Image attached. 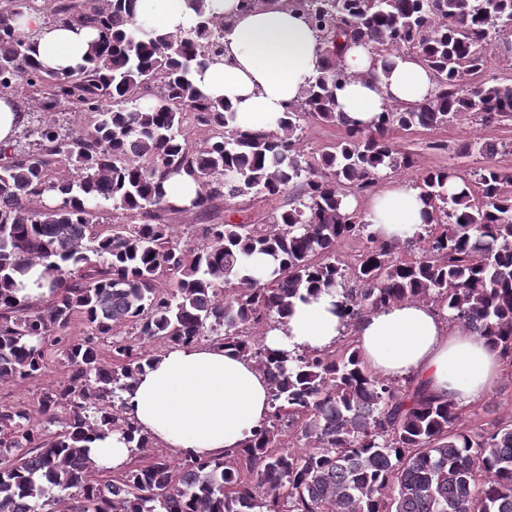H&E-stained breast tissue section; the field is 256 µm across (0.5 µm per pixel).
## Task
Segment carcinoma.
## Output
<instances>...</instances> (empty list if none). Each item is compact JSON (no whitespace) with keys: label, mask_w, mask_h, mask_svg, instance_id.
<instances>
[{"label":"carcinoma","mask_w":512,"mask_h":512,"mask_svg":"<svg viewBox=\"0 0 512 512\" xmlns=\"http://www.w3.org/2000/svg\"><path fill=\"white\" fill-rule=\"evenodd\" d=\"M245 9L291 7L320 33L324 66L267 132H243L222 100L192 74L224 55L227 22L212 0H193L186 32L144 29L137 0H49L53 25L94 34L88 65L49 71L13 22L28 0H0V96L19 85L51 88L37 111L73 105L94 120L63 134L52 122L23 126L32 147L0 144V383L34 378L47 365L45 342L61 350L68 384L38 401L41 422L22 405L0 407V512H512V420L478 431L455 404L428 395L413 378L370 371L353 337L323 351L270 350L255 329L282 323L294 301L334 290L350 327L365 314L423 301L449 315L512 363V175L494 164L469 173L430 170L416 183L427 206L422 231L383 243L364 216L343 209L347 190L373 188L380 174L409 170L396 129L446 126L466 113L487 124L512 119V82L481 79L512 0H241ZM372 55L369 77L406 53L433 73L422 101L396 105L375 127H346L336 89L347 80L341 54ZM152 100L140 103L143 93ZM207 129L187 138L186 119ZM339 124L344 136L317 157L297 150L301 121ZM505 146L465 145L486 159ZM65 162L66 178L53 164ZM185 173L200 186L190 207L162 183ZM463 188L452 192L448 184ZM276 200L266 224H206L195 248L181 245L165 216L207 215L215 201ZM53 200L50 206L34 201ZM103 203L134 217L99 229ZM366 238L354 260L341 241ZM416 247L405 259L402 248ZM275 269L258 276L256 254ZM44 267L50 302L17 300V280ZM80 318L92 336H62ZM132 326L134 339L116 329ZM96 336L112 337L106 359ZM210 338L253 360L269 384L267 422L244 448L221 458L155 455L117 477L98 475L85 442L98 431L143 449L150 438L117 403L170 346ZM61 423V429L50 426Z\"/></svg>","instance_id":"obj_1"}]
</instances>
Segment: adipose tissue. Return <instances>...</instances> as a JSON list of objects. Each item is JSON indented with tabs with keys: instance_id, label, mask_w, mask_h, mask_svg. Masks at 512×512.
Wrapping results in <instances>:
<instances>
[{
	"instance_id": "1",
	"label": "adipose tissue",
	"mask_w": 512,
	"mask_h": 512,
	"mask_svg": "<svg viewBox=\"0 0 512 512\" xmlns=\"http://www.w3.org/2000/svg\"><path fill=\"white\" fill-rule=\"evenodd\" d=\"M229 23L222 62L195 72L207 96L224 100L247 132L274 129L285 106L296 101L307 80L324 63L318 34L294 11L271 7L243 11L240 0H214ZM144 28L169 32L196 22L192 0H138ZM19 31L32 35L37 60L54 71L85 64L88 30L47 26L35 11ZM394 66L371 79L372 58L364 48L346 50L349 78L336 92L337 109L353 123L373 124L390 104L427 97L435 86L429 69L414 57H394ZM425 205L416 189L391 181L375 194L365 213L383 241L412 238L424 222ZM339 298L322 292L295 301L283 327L269 331L272 350H324L344 331L336 312ZM352 332L362 362L384 378L414 377L429 395L462 406L490 391L503 371L498 349L462 325L451 323L424 302H402L367 314ZM125 412L153 441L185 457L213 458L241 448L267 421L269 385L255 363L235 351L193 344L170 349L123 392ZM90 456L102 469L125 467L135 453L119 435L101 433L89 441Z\"/></svg>"
}]
</instances>
